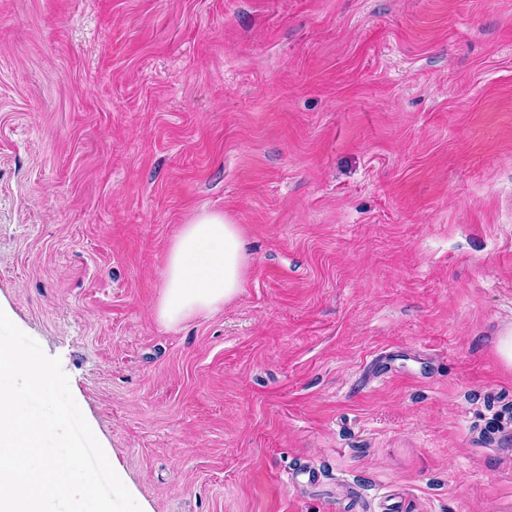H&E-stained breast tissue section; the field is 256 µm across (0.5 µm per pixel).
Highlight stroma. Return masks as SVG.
I'll return each instance as SVG.
<instances>
[{
	"instance_id": "stroma-1",
	"label": "stroma",
	"mask_w": 512,
	"mask_h": 512,
	"mask_svg": "<svg viewBox=\"0 0 512 512\" xmlns=\"http://www.w3.org/2000/svg\"><path fill=\"white\" fill-rule=\"evenodd\" d=\"M0 310L142 512H512V0H0ZM248 255L240 225L202 211L183 224L169 248L163 289L154 308L168 328L224 307L242 288Z\"/></svg>"
}]
</instances>
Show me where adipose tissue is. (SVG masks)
Returning a JSON list of instances; mask_svg holds the SVG:
<instances>
[{"instance_id":"ef3b65f1","label":"adipose tissue","mask_w":512,"mask_h":512,"mask_svg":"<svg viewBox=\"0 0 512 512\" xmlns=\"http://www.w3.org/2000/svg\"><path fill=\"white\" fill-rule=\"evenodd\" d=\"M247 262L240 225L220 212L198 213L169 248L157 321L173 328L220 310L239 293Z\"/></svg>"}]
</instances>
